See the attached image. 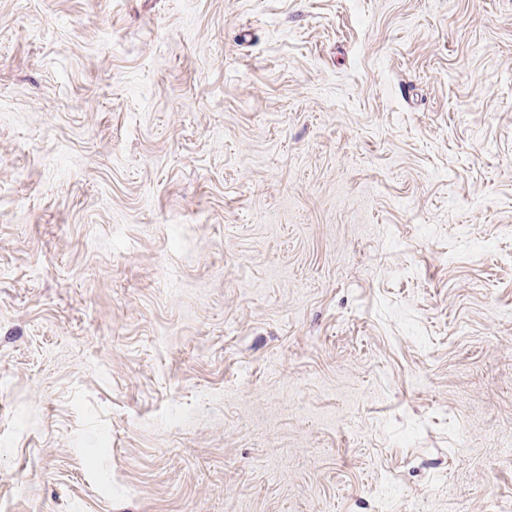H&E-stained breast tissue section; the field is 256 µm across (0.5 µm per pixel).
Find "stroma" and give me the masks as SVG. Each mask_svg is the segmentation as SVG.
<instances>
[{"label":"stroma","mask_w":512,"mask_h":512,"mask_svg":"<svg viewBox=\"0 0 512 512\" xmlns=\"http://www.w3.org/2000/svg\"><path fill=\"white\" fill-rule=\"evenodd\" d=\"M0 503L512 512V0H0Z\"/></svg>","instance_id":"obj_1"}]
</instances>
